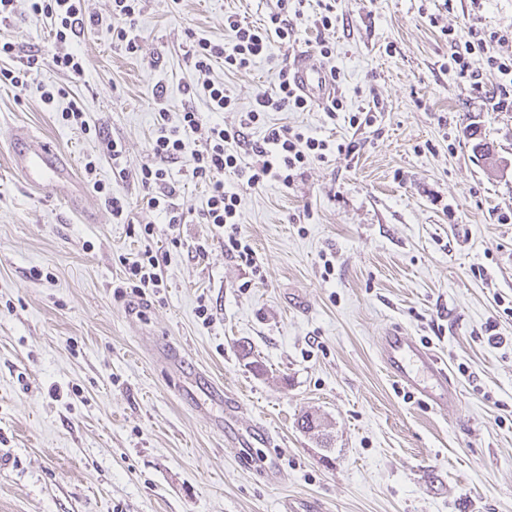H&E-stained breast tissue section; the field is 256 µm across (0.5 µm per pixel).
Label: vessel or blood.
Returning <instances> with one entry per match:
<instances>
[{
    "label": "vessel or blood",
    "instance_id": "vessel-or-blood-1",
    "mask_svg": "<svg viewBox=\"0 0 512 512\" xmlns=\"http://www.w3.org/2000/svg\"><path fill=\"white\" fill-rule=\"evenodd\" d=\"M291 68L299 90L316 104H324L335 95L336 86L329 71L308 55L295 56ZM12 141V166L30 188L50 189L74 212L90 214L89 194L69 157L24 126L15 128ZM381 358L389 375L430 408L444 410L456 399V387L447 366L435 351L415 337L397 330L387 333L381 339ZM271 439L270 429L260 422L227 437L238 462L249 469L263 468V460L254 456L253 449Z\"/></svg>",
    "mask_w": 512,
    "mask_h": 512
}]
</instances>
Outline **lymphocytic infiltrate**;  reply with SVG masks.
I'll list each match as a JSON object with an SVG mask.
<instances>
[{
	"instance_id": "1",
	"label": "lymphocytic infiltrate",
	"mask_w": 512,
	"mask_h": 512,
	"mask_svg": "<svg viewBox=\"0 0 512 512\" xmlns=\"http://www.w3.org/2000/svg\"><path fill=\"white\" fill-rule=\"evenodd\" d=\"M87 0H27L30 14L48 20L54 39L52 66L71 78L82 77L84 58L71 51L70 45L79 37L87 19ZM112 15L117 25L111 26L112 42L129 56H136L142 49V36L138 20L143 12V0H111ZM289 0H276L274 9L267 14L264 24L253 25L230 15L224 19V41L214 42L206 38L195 40L189 51L192 67L197 75V86L203 90L209 107L214 112H239L238 125L221 123L203 125L201 115L193 108H183L177 125H170V114L164 106L165 94H158V116L165 126L152 140L150 148L153 161L140 168L136 175L143 188L160 187V194L147 197L148 210L164 214L174 235L172 244H180L176 232L186 220L185 212L176 204L177 191L169 185V166L188 159V173L193 180L208 188L206 207L201 212L203 223L224 237V251L238 258L247 266L256 261L251 246L238 231V208L241 196L237 189L227 188L225 174H233L239 186L253 188L267 180H275L290 186L301 169L310 162L322 159L328 145L326 141L305 135L285 126L268 127L261 142L251 147L253 160L241 163L233 146L239 140L243 128L263 123L270 112H304L310 102L293 85L288 68H281L277 82L270 89L255 95L247 110H239L237 103L224 91V84L212 80V62L220 59L228 72L250 70L256 63L272 59L276 46L287 44L295 35L294 26L288 19ZM508 35L473 28L467 37L451 38L448 67L455 69L463 78H477L482 69L496 70L502 83L501 99L512 97V55L488 54L491 42L505 43ZM204 132L200 148H193L192 140L197 132ZM125 284L133 291L163 287L162 258L153 251H144L140 258L125 265Z\"/></svg>"
}]
</instances>
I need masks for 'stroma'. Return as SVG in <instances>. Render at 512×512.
<instances>
[{
	"instance_id": "1",
	"label": "stroma",
	"mask_w": 512,
	"mask_h": 512,
	"mask_svg": "<svg viewBox=\"0 0 512 512\" xmlns=\"http://www.w3.org/2000/svg\"><path fill=\"white\" fill-rule=\"evenodd\" d=\"M325 2L302 0L295 39L273 60L240 73L213 63L244 109L325 40L345 104L333 118L318 106L269 113L268 124L328 148L292 185L242 191L252 268L201 223L207 188L187 161L171 167L188 211L178 247L132 175L152 160L158 86L171 112L209 111L203 93L181 92L197 81L193 40L221 41L229 15L262 23L269 0H146L135 58L112 43L110 0H88L103 22L75 43L84 75L45 64L35 78L123 143L118 169L94 132L0 84V512H282L287 500L321 512H512V104L493 107L497 71L473 82L443 68L444 29L512 32V0H336L335 28L319 32ZM0 39L16 47L9 67L52 42L25 0L0 20ZM372 106L373 126L350 125ZM20 125L76 173L95 160L96 179L133 202L135 223L113 219L97 193L87 222L50 190L26 188L8 161ZM352 141L355 155L338 153ZM148 247L164 255V288L115 292L125 261ZM393 329L437 351L457 401L430 409L388 375L379 339ZM216 385L242 404L243 422L272 429L275 479L225 446L215 427L224 406L207 400ZM306 411L326 435L301 430Z\"/></svg>"
}]
</instances>
